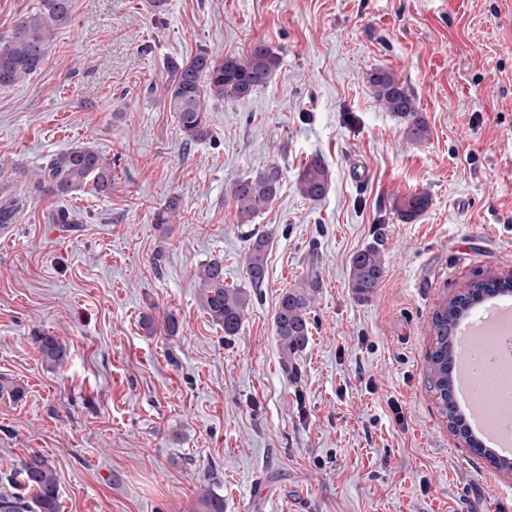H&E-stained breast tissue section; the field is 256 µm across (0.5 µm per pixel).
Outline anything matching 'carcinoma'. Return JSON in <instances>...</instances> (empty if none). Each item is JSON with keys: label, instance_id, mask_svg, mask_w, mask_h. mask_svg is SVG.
I'll return each mask as SVG.
<instances>
[{"label": "carcinoma", "instance_id": "carcinoma-1", "mask_svg": "<svg viewBox=\"0 0 512 512\" xmlns=\"http://www.w3.org/2000/svg\"><path fill=\"white\" fill-rule=\"evenodd\" d=\"M75 0H40L34 11L23 15L14 25L7 39L0 44V87L11 86L36 73L47 59L48 48L57 32L73 25ZM281 62L277 51L265 43H257L242 56L219 57L208 51L200 52L181 62L167 63L168 77L160 93L187 144L212 136L209 120V101H237L267 85ZM367 82L376 101L386 111L406 121V138L423 143L430 136L427 122L417 116L416 102L408 89L400 84L387 69H374ZM282 183V170L271 164L256 175L239 178L229 186L237 213L248 222L267 208L276 198ZM330 184L327 167L318 156L299 173L296 188L308 200L322 199ZM90 185L100 196L112 192L111 162L89 146H76L49 159L39 170L35 188L63 203L77 191ZM429 205L424 193L405 197L396 204L401 218L416 220ZM14 201L8 189L0 188V223L7 224L13 213ZM270 244L267 234L249 236L246 254V276L254 288L263 285L267 277L266 253ZM384 265L379 250L364 249L355 254L350 266V288L361 298L371 297L383 279ZM200 280L199 301L213 323L224 329L227 336L235 335L241 325L249 295L244 288L224 282V263L214 258L202 264L197 273ZM488 279L467 285L448 302L442 304L432 317V345L429 357V375L434 391L448 417V427L474 452L504 472H512V457L497 456L478 445L459 411L454 399L451 362L456 346V327L471 311L475 295ZM308 287L285 291L274 314V331L284 364L300 356L310 340V289ZM34 345L44 362L59 364L64 361L66 349L55 336L43 334L34 337ZM18 475L24 488L33 497L0 494V512H60L56 472L47 459L39 454L21 461ZM200 512H224V496L203 484L198 488Z\"/></svg>", "mask_w": 512, "mask_h": 512}]
</instances>
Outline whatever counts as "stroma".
Listing matches in <instances>:
<instances>
[{"label": "stroma", "mask_w": 512, "mask_h": 512, "mask_svg": "<svg viewBox=\"0 0 512 512\" xmlns=\"http://www.w3.org/2000/svg\"><path fill=\"white\" fill-rule=\"evenodd\" d=\"M281 57L270 83L210 102L211 138L185 144L157 93L167 61ZM391 70L431 134L376 102ZM112 162L109 195L56 201L40 167L71 147ZM326 195L303 198L312 156ZM367 169L351 173L354 161ZM279 194L249 224L230 184L270 164ZM0 168L25 208L0 241V493L30 454L58 478L61 512H198L210 485L224 512H495L512 474L448 429L428 379L431 320L477 279L512 278V0H76L40 71L0 88ZM429 197L403 221L397 201ZM178 198L171 232L157 209ZM271 238L267 278L239 331L211 322L197 272L224 262L248 285L249 232ZM377 248L373 296L349 286L353 256ZM314 283L311 336L287 370L273 317ZM179 333L146 335L141 316ZM63 341L43 362L33 339ZM329 184L327 167L319 156H313L299 173L296 188L303 198L318 201L326 195Z\"/></svg>", "instance_id": "obj_1"}]
</instances>
